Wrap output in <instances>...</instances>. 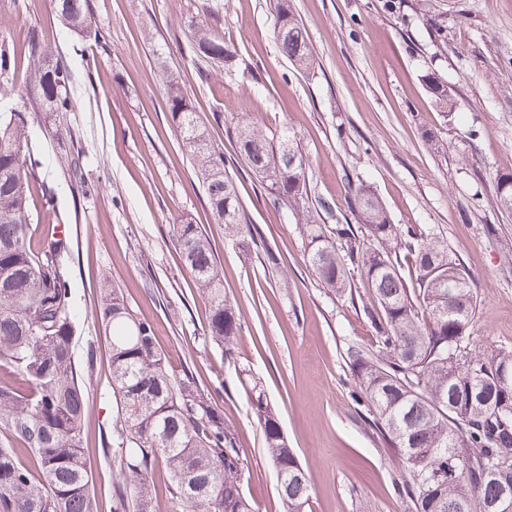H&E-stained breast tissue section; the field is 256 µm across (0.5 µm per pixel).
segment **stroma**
<instances>
[{"label":"stroma","mask_w":512,"mask_h":512,"mask_svg":"<svg viewBox=\"0 0 512 512\" xmlns=\"http://www.w3.org/2000/svg\"><path fill=\"white\" fill-rule=\"evenodd\" d=\"M0 0V48L16 68L0 75V102L22 85L30 34L72 68L76 108L42 112L31 138L36 168L31 232L66 227L60 258L76 313L74 361L86 409L89 460L98 486L116 466V413L108 341L96 317L109 280L135 314L151 321L175 377L192 376L234 429L247 470L244 495L256 512H284L265 454L245 368L260 381L311 485L307 512H407L395 491L393 451L354 397L348 349L371 347L360 299L322 288L308 241L244 171L232 179L251 224L280 255L278 268L245 256L214 224L193 162L173 125L159 59L176 68L201 118L220 112L213 140L230 148L237 112L287 133L309 163L313 195L347 211V186L370 185L396 224H418L467 269L480 300L470 338L484 351L512 348V216L497 182L512 173V0H293L314 64L296 70L273 37L269 0H230L214 21L236 50L232 64H199L183 22L208 0H88L96 37L65 27L53 0ZM439 74L456 103L439 111L422 80ZM443 141L428 148L424 132ZM77 144L83 167L69 179ZM197 224L208 234L243 329L226 356L207 334L208 307L169 232Z\"/></svg>","instance_id":"1"}]
</instances>
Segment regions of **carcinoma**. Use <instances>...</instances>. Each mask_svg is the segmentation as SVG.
I'll list each match as a JSON object with an SVG mask.
<instances>
[{
  "label": "carcinoma",
  "mask_w": 512,
  "mask_h": 512,
  "mask_svg": "<svg viewBox=\"0 0 512 512\" xmlns=\"http://www.w3.org/2000/svg\"><path fill=\"white\" fill-rule=\"evenodd\" d=\"M274 12L280 52L297 70L309 71L308 35L290 0H274ZM57 13L75 32L92 29L88 0H57ZM184 24L202 61H232L235 50L206 18L191 15ZM31 46L17 107L0 113V368L17 377L0 381V423L29 451L40 475L1 447L0 512H98L82 428L85 394L74 364L75 313L59 263L69 241L53 236L33 244L28 213L38 164L31 157L28 110L74 111V74L37 42ZM162 75L172 122L224 236L246 256L262 241L227 175L245 169L273 204L304 226L309 268L322 286L339 295L362 290L375 348L352 346L350 373L369 424L398 455L397 491L408 512H486L504 490L512 492V349L486 353L473 346L478 297L448 246L418 225L392 223L363 183L351 189V207L365 233L329 227L325 220L336 217L335 209L312 198L309 164L287 134L277 138L252 113L238 112L234 153L226 155L209 131L224 115L203 121L176 74L165 67ZM424 83L440 111L452 109L445 81L428 72ZM497 198L511 215V176L499 179ZM172 240L208 303V335L231 351L241 313L224 298L208 235L196 224H174ZM97 316L110 339L117 412L112 456L119 469L107 490L114 512H159L154 475L160 464L169 512H255L241 490L247 461L234 430L192 378L170 374L153 324L138 318L107 279ZM237 379L251 394L285 512H301L309 502L308 481L278 414L247 370ZM476 392L491 401L489 408H467Z\"/></svg>",
  "instance_id": "1"
}]
</instances>
